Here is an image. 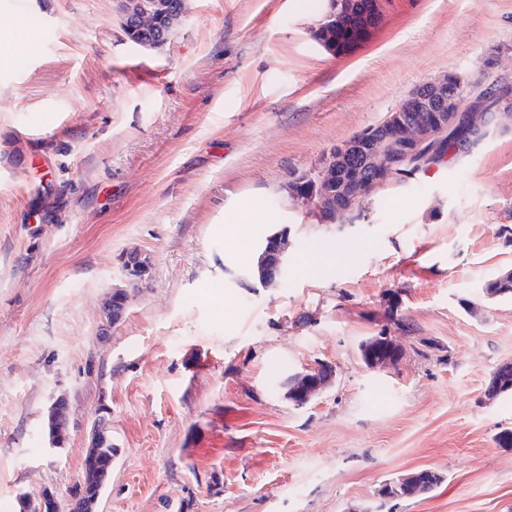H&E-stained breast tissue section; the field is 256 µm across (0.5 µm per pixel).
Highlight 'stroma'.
<instances>
[{
	"label": "stroma",
	"mask_w": 512,
	"mask_h": 512,
	"mask_svg": "<svg viewBox=\"0 0 512 512\" xmlns=\"http://www.w3.org/2000/svg\"><path fill=\"white\" fill-rule=\"evenodd\" d=\"M327 0H187L155 49L117 0H0V512L70 498L107 407L117 453L99 512H512V122L468 153L385 182L350 224L288 203V275L260 283L217 220L234 196L285 189L446 74L512 77V0H393L351 52L313 32ZM150 288L102 330L120 256ZM406 357L369 370L380 330ZM322 361L332 384L289 401ZM65 396L66 447L48 406ZM420 467L427 499L380 501ZM122 270L127 281L138 287L151 279V261L138 250L127 251L122 256ZM333 378L332 367L320 362L289 375L285 385L288 386L289 381L294 386V397L297 403L307 405L328 387ZM486 397L498 400L499 398L512 395V362H504L497 366L493 376L486 387ZM483 394L484 403H490Z\"/></svg>",
	"instance_id": "35a3bbf8"
}]
</instances>
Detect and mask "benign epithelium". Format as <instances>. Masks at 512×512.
<instances>
[{
  "label": "benign epithelium",
  "instance_id": "1",
  "mask_svg": "<svg viewBox=\"0 0 512 512\" xmlns=\"http://www.w3.org/2000/svg\"><path fill=\"white\" fill-rule=\"evenodd\" d=\"M120 19L128 38L145 48L164 44L181 22L186 0H118ZM388 0H334L331 11L318 24L328 26H359L358 40L366 39L381 23ZM492 85H481L469 93L462 91L459 76L448 74L428 84L425 94L412 93L406 99L410 105L409 117L389 114L385 123L389 134L373 136L364 131L341 147L333 150L319 166L302 174L294 173L291 180L309 181L312 190L296 195L305 206L319 215L333 190L343 193L347 212L359 213L362 202L376 193L387 178L400 174L412 166L427 163L445 137L460 139L473 129H480L487 121L486 107L495 103V111L512 117V91L490 92ZM363 153V164L345 167L342 157L347 153ZM288 263V232L271 234L261 248L258 259L259 279L265 285L276 281L281 269ZM122 270L128 282L141 287L151 279V261L138 250H130L122 256ZM128 304V291L120 286L112 288V294L103 308L104 328L117 324ZM334 378L331 366L320 362L307 366L301 372L288 376L294 386L297 403L306 405L323 392ZM69 406L58 397L48 413V436L51 447L63 448L67 442Z\"/></svg>",
  "mask_w": 512,
  "mask_h": 512
}]
</instances>
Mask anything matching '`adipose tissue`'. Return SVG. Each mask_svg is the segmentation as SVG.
<instances>
[{
	"instance_id": "obj_1",
	"label": "adipose tissue",
	"mask_w": 512,
	"mask_h": 512,
	"mask_svg": "<svg viewBox=\"0 0 512 512\" xmlns=\"http://www.w3.org/2000/svg\"><path fill=\"white\" fill-rule=\"evenodd\" d=\"M288 214L285 193H256L232 198L224 208V223L230 224L240 243L239 260L247 267L255 266L257 257L248 248V241L263 233L266 225L282 224Z\"/></svg>"
}]
</instances>
